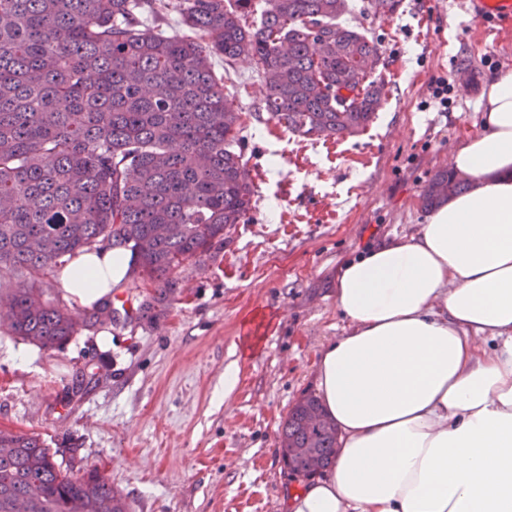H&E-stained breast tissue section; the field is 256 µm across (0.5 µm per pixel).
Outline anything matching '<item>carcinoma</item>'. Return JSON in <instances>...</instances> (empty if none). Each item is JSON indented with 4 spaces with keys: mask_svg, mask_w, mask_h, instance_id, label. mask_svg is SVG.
<instances>
[{
    "mask_svg": "<svg viewBox=\"0 0 512 512\" xmlns=\"http://www.w3.org/2000/svg\"><path fill=\"white\" fill-rule=\"evenodd\" d=\"M179 11L191 34L147 23ZM349 0H0V302L12 335L55 349L104 325L112 301L79 314L52 297L54 272L75 254L105 245L133 253V272L164 301L174 270L224 245L247 221L254 190L242 153L241 116L228 105L212 59L251 55L265 84L264 109L284 130L340 139L376 117L383 86L371 80L378 44L342 24ZM331 43L315 47L319 34ZM448 185V193L441 191ZM439 171L421 199L433 208L467 190ZM156 224L169 235L147 250ZM322 425H307L309 412ZM280 444L288 472L333 464L337 432L314 395L288 413ZM37 434L0 439V512L41 498L30 512H127L97 473L62 468Z\"/></svg>",
    "mask_w": 512,
    "mask_h": 512,
    "instance_id": "1",
    "label": "carcinoma"
}]
</instances>
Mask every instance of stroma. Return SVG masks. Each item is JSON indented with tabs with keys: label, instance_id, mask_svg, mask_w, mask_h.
Listing matches in <instances>:
<instances>
[{
	"label": "stroma",
	"instance_id": "stroma-1",
	"mask_svg": "<svg viewBox=\"0 0 512 512\" xmlns=\"http://www.w3.org/2000/svg\"><path fill=\"white\" fill-rule=\"evenodd\" d=\"M351 3L343 22L378 43L386 93L365 131L295 136L264 111L252 60L216 61L245 126L248 221L174 271L176 291L153 317L53 350L0 328V427L39 434L74 474L98 472L129 512H287L301 480L283 463L279 431L316 393L323 346L346 330L338 267L427 222L423 188L479 131L489 77L512 73V24L484 36L468 0H400L387 15ZM463 69L473 85L455 84L440 104L436 80ZM233 361L240 379L226 400Z\"/></svg>",
	"mask_w": 512,
	"mask_h": 512
}]
</instances>
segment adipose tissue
Listing matches in <instances>:
<instances>
[{
    "mask_svg": "<svg viewBox=\"0 0 512 512\" xmlns=\"http://www.w3.org/2000/svg\"><path fill=\"white\" fill-rule=\"evenodd\" d=\"M481 126L449 160L470 190L337 270L347 330L316 380L339 445L290 512H512V75L489 80ZM132 267L101 245L58 282L93 308Z\"/></svg>",
    "mask_w": 512,
    "mask_h": 512,
    "instance_id": "ef3b65f1",
    "label": "adipose tissue"
}]
</instances>
